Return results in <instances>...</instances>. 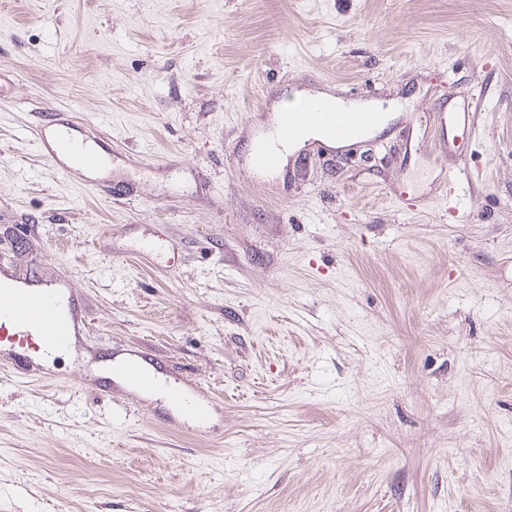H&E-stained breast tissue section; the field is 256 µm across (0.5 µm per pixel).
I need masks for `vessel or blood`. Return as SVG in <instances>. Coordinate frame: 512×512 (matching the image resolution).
Returning a JSON list of instances; mask_svg holds the SVG:
<instances>
[{
	"label": "vessel or blood",
	"mask_w": 512,
	"mask_h": 512,
	"mask_svg": "<svg viewBox=\"0 0 512 512\" xmlns=\"http://www.w3.org/2000/svg\"><path fill=\"white\" fill-rule=\"evenodd\" d=\"M380 112L349 107H329L313 99L300 100L292 111L279 113L277 121L257 141L255 160L266 171H279L284 145L315 131L322 141L348 142L379 123ZM42 154L63 173L83 174L84 187L99 190L96 176L105 164L98 144L99 130L85 120L47 119L32 132ZM89 332L86 296L72 280H45L31 274L16 275L9 264H0V348H9L11 361L28 364L34 355H48L69 348ZM122 380L141 388L155 376L137 357L126 359Z\"/></svg>",
	"instance_id": "b4317fda"
}]
</instances>
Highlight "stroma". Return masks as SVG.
Wrapping results in <instances>:
<instances>
[{
	"label": "stroma",
	"instance_id": "stroma-1",
	"mask_svg": "<svg viewBox=\"0 0 512 512\" xmlns=\"http://www.w3.org/2000/svg\"><path fill=\"white\" fill-rule=\"evenodd\" d=\"M305 92L389 120L239 170ZM53 112L129 195L40 156ZM0 258L90 309L50 379L0 365V512H512V0H0ZM128 347L209 435L100 395Z\"/></svg>",
	"mask_w": 512,
	"mask_h": 512
}]
</instances>
